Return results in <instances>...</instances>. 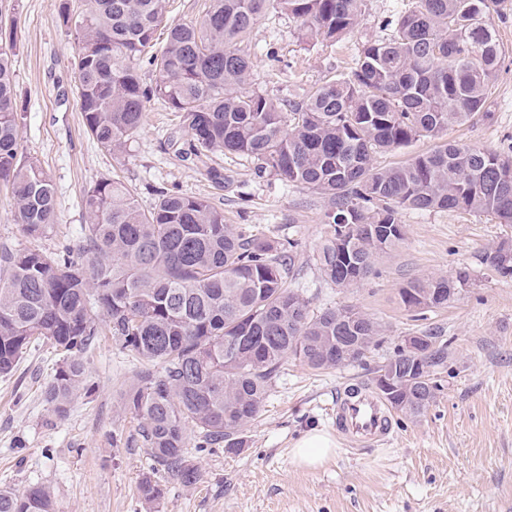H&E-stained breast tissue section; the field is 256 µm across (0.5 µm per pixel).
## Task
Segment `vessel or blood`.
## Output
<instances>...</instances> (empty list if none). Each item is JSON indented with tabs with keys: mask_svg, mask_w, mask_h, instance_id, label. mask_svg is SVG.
<instances>
[{
	"mask_svg": "<svg viewBox=\"0 0 512 512\" xmlns=\"http://www.w3.org/2000/svg\"><path fill=\"white\" fill-rule=\"evenodd\" d=\"M336 428L352 446L371 445L388 438L392 417L382 399L369 387L350 384L336 400Z\"/></svg>",
	"mask_w": 512,
	"mask_h": 512,
	"instance_id": "obj_1",
	"label": "vessel or blood"
}]
</instances>
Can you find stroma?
Listing matches in <instances>:
<instances>
[{
	"instance_id": "35a3bbf8",
	"label": "stroma",
	"mask_w": 512,
	"mask_h": 512,
	"mask_svg": "<svg viewBox=\"0 0 512 512\" xmlns=\"http://www.w3.org/2000/svg\"><path fill=\"white\" fill-rule=\"evenodd\" d=\"M409 0H364L356 29L330 43L305 40L299 20L268 11L247 44L254 58L249 87L301 99L334 74L348 71L362 43L388 36L387 20ZM0 14L17 21L14 70L25 120L21 149L52 180V231L27 237L14 221V200L0 185V245L58 250L76 241L85 222L82 199L98 180L117 178L142 207L165 188L209 198L225 223L259 237L290 238L294 268L287 283L311 312L351 305L380 322L379 344L359 362L313 371L288 361L272 382L258 418L237 453L188 444L202 478L186 488L165 479L160 512H512V278L483 262L485 252L512 241V225L464 210L401 211L403 241L379 254L358 284L332 283L316 262L331 227L327 199L257 171L247 156L186 158L190 136L176 112L152 101L127 153L113 157L87 132L74 87V38L52 0H0ZM504 46L489 117L450 126L446 140L512 156V0L493 18ZM218 169L223 185L212 182ZM468 269L471 288L448 306L405 310L398 292L419 277ZM450 345L436 400L416 418L395 415L387 444L351 448L338 435L332 408L339 386L370 382L404 337L425 333ZM84 359L90 394L55 417L43 399L59 356L39 344L8 376H0V488L51 489L56 512H146L138 482L148 455L128 438L135 426L120 408L134 383L136 362L111 337H100ZM336 438L333 457L309 470L292 449L306 432Z\"/></svg>"
}]
</instances>
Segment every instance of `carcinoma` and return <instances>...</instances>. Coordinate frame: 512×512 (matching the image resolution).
Segmentation results:
<instances>
[{"label": "carcinoma", "mask_w": 512, "mask_h": 512, "mask_svg": "<svg viewBox=\"0 0 512 512\" xmlns=\"http://www.w3.org/2000/svg\"><path fill=\"white\" fill-rule=\"evenodd\" d=\"M499 0H414L391 37L368 39L355 66L306 98L248 88L254 67L244 43L269 9L301 20L305 37L334 42L359 23L363 0H209L199 20L168 25L165 47L139 62L166 22L165 0H88L57 12L74 37L75 83L85 127L102 150L121 156L140 131L147 103L162 99L190 134L188 154L217 152L258 161L259 169L324 195L333 233L318 262L338 286L371 270L372 257L404 240L400 211L465 210L512 224V159L445 142L402 164L378 168L373 154L436 139L486 110L502 64L492 23ZM0 42V183L11 188L14 221L31 237L53 228L52 181L20 152L22 114L12 56ZM145 210L123 183L102 179L83 196L80 238L60 251L0 248V375L47 342L59 366L45 402L57 417L86 390L83 354L108 330L139 366L122 408L137 421L135 442L150 464L138 485L154 509L165 475L185 487L201 480L187 440L236 453L260 414L270 381L292 359L313 370L363 360L383 326L352 306L312 314L286 286L291 239L245 235L224 223L206 197L154 190ZM484 263L512 276V244ZM443 276L399 290L409 311L441 308L460 288ZM448 367V344L420 336L379 365L393 385L391 409L410 418L434 402ZM0 512H54L50 488H0Z\"/></svg>", "instance_id": "carcinoma-1"}]
</instances>
